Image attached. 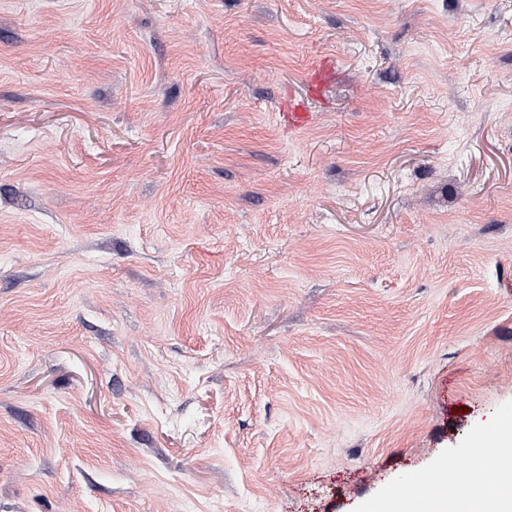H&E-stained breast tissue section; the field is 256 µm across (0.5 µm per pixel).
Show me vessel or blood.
I'll return each instance as SVG.
<instances>
[{"instance_id":"1","label":"vessel or blood","mask_w":512,"mask_h":512,"mask_svg":"<svg viewBox=\"0 0 512 512\" xmlns=\"http://www.w3.org/2000/svg\"><path fill=\"white\" fill-rule=\"evenodd\" d=\"M331 74L327 59L312 64L305 76L311 94H319ZM289 127L301 130L314 122V116L303 103L288 102L283 108ZM451 500L456 512H491L489 505L477 494L461 492L454 480H447L439 492H432L426 477L418 472L409 474L382 499L375 501L371 512H434L437 498Z\"/></svg>"}]
</instances>
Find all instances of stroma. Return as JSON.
I'll list each match as a JSON object with an SVG mask.
<instances>
[{"label": "stroma", "mask_w": 512, "mask_h": 512, "mask_svg": "<svg viewBox=\"0 0 512 512\" xmlns=\"http://www.w3.org/2000/svg\"><path fill=\"white\" fill-rule=\"evenodd\" d=\"M510 411L512 0H0V512H369ZM331 67L326 58L319 59L312 64L305 76V85L312 95L320 93L327 80L330 78ZM283 111V115L288 120V126L295 130L304 129L314 122L313 113L308 112L301 102L288 101V104L283 107Z\"/></svg>", "instance_id": "35a3bbf8"}]
</instances>
